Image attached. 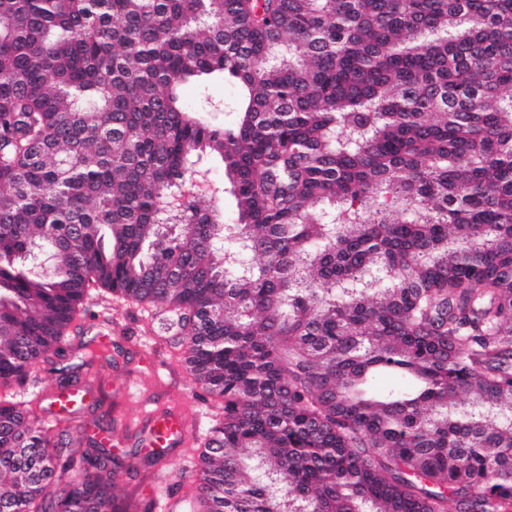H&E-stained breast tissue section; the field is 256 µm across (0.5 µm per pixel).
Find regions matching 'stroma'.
<instances>
[{"label": "stroma", "mask_w": 512, "mask_h": 512, "mask_svg": "<svg viewBox=\"0 0 512 512\" xmlns=\"http://www.w3.org/2000/svg\"><path fill=\"white\" fill-rule=\"evenodd\" d=\"M87 315L81 332L68 336L63 353L51 356L32 371V380L18 389L19 399L34 400L36 415H43L50 397L60 389L59 370L82 362V340L110 332L112 361H94L89 369L93 376L92 401L73 414L74 423L83 425L88 435L101 439L96 426L98 418L108 416L129 427L121 450L139 448L130 470L121 471L119 482L123 492L150 502L151 512H166L168 502H177L178 512H188L180 502L188 489L197 458L192 448L171 449L166 465H149L148 451L140 444L148 429L151 412L176 408L191 421L196 435H203L219 419V404L194 381L176 349L167 346L154 330L149 308L125 302L104 289L92 290L85 301Z\"/></svg>", "instance_id": "stroma-1"}]
</instances>
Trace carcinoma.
<instances>
[{
    "instance_id": "carcinoma-1",
    "label": "carcinoma",
    "mask_w": 512,
    "mask_h": 512,
    "mask_svg": "<svg viewBox=\"0 0 512 512\" xmlns=\"http://www.w3.org/2000/svg\"><path fill=\"white\" fill-rule=\"evenodd\" d=\"M93 287L178 313L223 404L194 512H512V0H0L14 512H138L4 393Z\"/></svg>"
}]
</instances>
